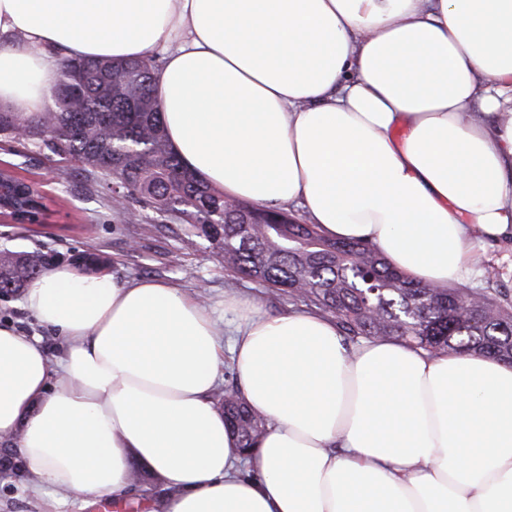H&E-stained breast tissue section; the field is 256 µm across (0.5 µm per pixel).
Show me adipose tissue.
<instances>
[{
    "mask_svg": "<svg viewBox=\"0 0 512 512\" xmlns=\"http://www.w3.org/2000/svg\"><path fill=\"white\" fill-rule=\"evenodd\" d=\"M160 61L183 166L229 201L300 207L423 285L512 236V0H0V107L46 108L67 59ZM0 325V437L52 508L512 512V363L343 342L311 310L215 307L175 285L60 267ZM231 362L266 420L240 448L214 394ZM141 492L142 494L140 496L146 499H131L126 503V506L130 504L134 506V509H128L124 507L120 510L114 511L112 507H104V505H107V503H104V501H98L92 505L82 501H75L68 504L67 506L62 507L60 512H154L153 509L151 508V503L145 501L148 499L153 500V498L150 495H148L145 491L141 490Z\"/></svg>",
    "mask_w": 512,
    "mask_h": 512,
    "instance_id": "ef3b65f1",
    "label": "adipose tissue"
}]
</instances>
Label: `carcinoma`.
<instances>
[{
    "label": "carcinoma",
    "instance_id": "obj_1",
    "mask_svg": "<svg viewBox=\"0 0 512 512\" xmlns=\"http://www.w3.org/2000/svg\"><path fill=\"white\" fill-rule=\"evenodd\" d=\"M80 68L83 85L67 106L26 119L21 140L64 155L105 178L116 173V206L137 198L182 221L187 236L208 240L224 262L264 288L336 319L346 344L396 337L429 353L492 354L512 360V295L487 273L482 289L424 286L390 266L365 242L330 241L314 224L247 201L228 205L223 193L182 166L160 119L157 68L139 60H66L58 82ZM45 258L35 252L0 256V295L39 279ZM225 421L241 447L254 448L264 420L224 386Z\"/></svg>",
    "mask_w": 512,
    "mask_h": 512
}]
</instances>
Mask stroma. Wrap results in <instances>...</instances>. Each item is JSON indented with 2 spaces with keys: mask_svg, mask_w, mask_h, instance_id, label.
<instances>
[{
  "mask_svg": "<svg viewBox=\"0 0 512 512\" xmlns=\"http://www.w3.org/2000/svg\"><path fill=\"white\" fill-rule=\"evenodd\" d=\"M3 168L32 185L46 211L39 224H13L0 216V249L41 252L54 269L78 255H99L107 261L105 275L118 281H169L207 304L236 292L259 299L270 314L291 308L287 299L218 260L209 241L183 235L152 207L133 201L117 214L107 185L67 157L0 135Z\"/></svg>",
  "mask_w": 512,
  "mask_h": 512,
  "instance_id": "stroma-1",
  "label": "stroma"
}]
</instances>
